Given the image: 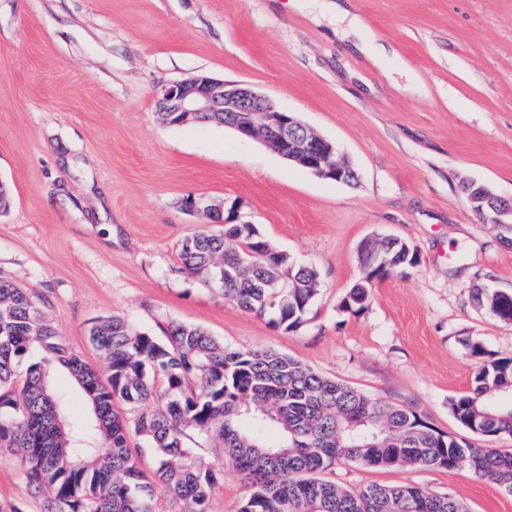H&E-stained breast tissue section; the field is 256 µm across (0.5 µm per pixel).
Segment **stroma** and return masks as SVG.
I'll use <instances>...</instances> for the list:
<instances>
[{"label": "stroma", "mask_w": 512, "mask_h": 512, "mask_svg": "<svg viewBox=\"0 0 512 512\" xmlns=\"http://www.w3.org/2000/svg\"><path fill=\"white\" fill-rule=\"evenodd\" d=\"M323 0H0V274L42 308L68 351L107 375L89 330L107 317L138 333L175 321L229 349H269L369 396L422 412L439 431L512 451V436L464 428L448 399L483 363L512 359V324L479 289L512 291V229L481 223L462 189L512 198V0H349L345 30ZM198 73L245 83L334 142L358 174L317 178L266 144L214 123L162 124L155 92ZM219 208L221 223L184 207ZM254 224L318 294L287 331L187 275L183 239ZM396 237L419 262L375 280L358 313L359 249ZM208 512L251 493L213 440ZM324 478L354 490L413 484L467 512H512V492L460 470L341 460ZM19 456L0 450V512H46Z\"/></svg>", "instance_id": "35a3bbf8"}]
</instances>
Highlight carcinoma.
Instances as JSON below:
<instances>
[{"instance_id": "cac0c4a2", "label": "carcinoma", "mask_w": 512, "mask_h": 512, "mask_svg": "<svg viewBox=\"0 0 512 512\" xmlns=\"http://www.w3.org/2000/svg\"><path fill=\"white\" fill-rule=\"evenodd\" d=\"M385 265L365 266L345 308L361 310L373 279L417 263L400 239L368 247ZM183 270L224 290L242 309L291 331L307 319L318 273L290 262L254 224L198 230L181 246ZM489 310L512 323V296L480 293ZM109 375L101 380L70 354L29 294L0 275V448L20 452L24 479L47 492L48 512H154V481L128 447L133 432L156 459L155 476L183 504L207 512L217 471L199 462L184 438L215 437L253 492L238 512H464L462 503L421 487L369 484L347 491L319 477L339 459L368 467L468 468L512 486V452L444 434L414 409L368 396L272 350H228L204 329L169 322L160 334L135 333L119 318L93 325ZM33 346L40 360L17 382V364ZM68 369L91 415L68 424L50 383L51 367ZM512 359L486 361L471 390L448 399L457 421L483 438L512 435ZM143 408L133 425L115 401Z\"/></svg>"}]
</instances>
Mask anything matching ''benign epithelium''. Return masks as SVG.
I'll return each instance as SVG.
<instances>
[{"instance_id": "obj_1", "label": "benign epithelium", "mask_w": 512, "mask_h": 512, "mask_svg": "<svg viewBox=\"0 0 512 512\" xmlns=\"http://www.w3.org/2000/svg\"><path fill=\"white\" fill-rule=\"evenodd\" d=\"M156 101L158 111L168 113L182 125L199 120L203 114L226 115L225 126L244 138L266 141L279 155L318 178L344 184L357 179L356 170L335 143L249 85L196 75L162 86ZM486 192L501 206L476 210L479 220L484 224H512V199H504L489 188Z\"/></svg>"}]
</instances>
